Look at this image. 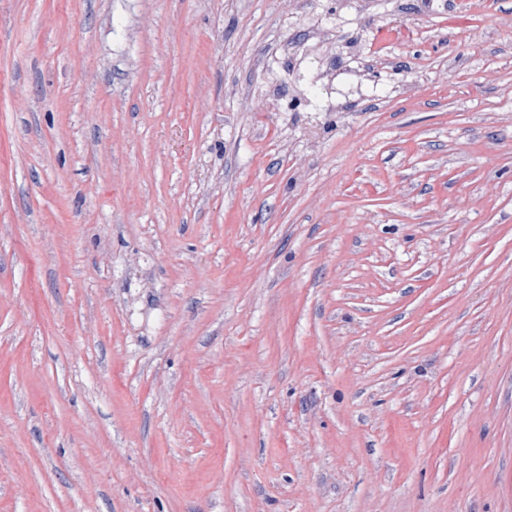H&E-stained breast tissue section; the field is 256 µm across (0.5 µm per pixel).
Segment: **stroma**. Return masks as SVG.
Segmentation results:
<instances>
[{"label":"stroma","mask_w":512,"mask_h":512,"mask_svg":"<svg viewBox=\"0 0 512 512\" xmlns=\"http://www.w3.org/2000/svg\"><path fill=\"white\" fill-rule=\"evenodd\" d=\"M0 512H512V0H0Z\"/></svg>","instance_id":"1"}]
</instances>
